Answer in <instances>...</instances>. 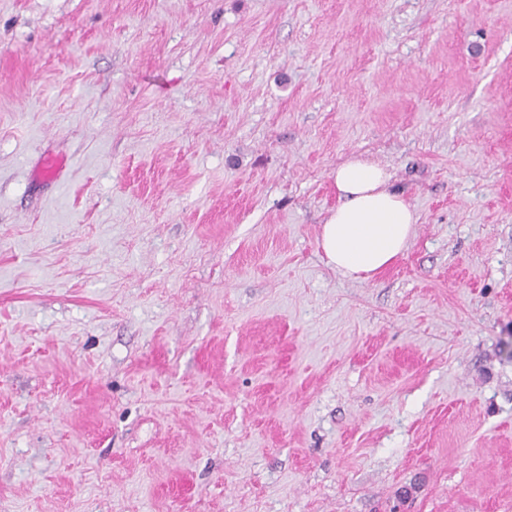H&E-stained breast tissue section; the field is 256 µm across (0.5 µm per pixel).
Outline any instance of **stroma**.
<instances>
[{
	"label": "stroma",
	"instance_id": "1",
	"mask_svg": "<svg viewBox=\"0 0 512 512\" xmlns=\"http://www.w3.org/2000/svg\"><path fill=\"white\" fill-rule=\"evenodd\" d=\"M511 342L512 0H0V512H512ZM331 176L338 204L322 224L321 249L342 275L369 280L403 254L418 216L377 163L351 156Z\"/></svg>",
	"mask_w": 512,
	"mask_h": 512
}]
</instances>
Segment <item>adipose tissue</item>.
Listing matches in <instances>:
<instances>
[{
    "instance_id": "1",
    "label": "adipose tissue",
    "mask_w": 512,
    "mask_h": 512,
    "mask_svg": "<svg viewBox=\"0 0 512 512\" xmlns=\"http://www.w3.org/2000/svg\"><path fill=\"white\" fill-rule=\"evenodd\" d=\"M332 178L338 204L321 228V249L342 275L374 278L403 254L418 216L377 163L353 156Z\"/></svg>"
}]
</instances>
